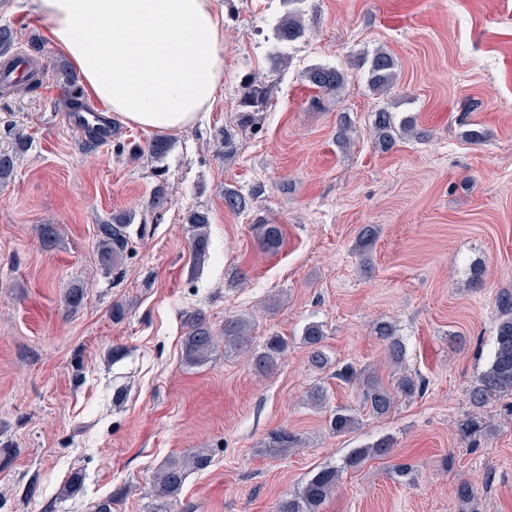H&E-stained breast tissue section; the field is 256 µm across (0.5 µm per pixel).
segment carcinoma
<instances>
[{
    "mask_svg": "<svg viewBox=\"0 0 512 512\" xmlns=\"http://www.w3.org/2000/svg\"><path fill=\"white\" fill-rule=\"evenodd\" d=\"M304 24L298 12H290L276 27V38L280 43H290L303 35ZM303 77L307 84L318 90L319 96L312 103L319 104L320 96L342 91L349 76L346 70L338 67L314 65L307 68ZM396 80L395 61L391 54L378 50L368 61L367 81L375 90L390 87ZM244 92L237 100V111L241 113L243 123L253 126L259 123L260 115L271 105L270 85L266 77L249 73L242 82ZM374 136L378 142L391 147L395 140L404 134L414 132L410 124L395 123L392 112L382 108L375 112L373 122ZM216 148L224 149L230 155L235 150L233 135L229 130H217L213 138ZM26 147L22 139L15 142V148L0 150V180L13 175L18 153ZM256 192L247 195L238 191L224 193V205L233 212H244L252 207ZM193 227L192 250L195 259L201 260L208 256L211 241L207 230L209 219L203 212H194L189 216ZM130 218L125 214L112 216L111 219L97 225V258L99 265L113 270L123 259L129 244ZM258 242L265 251L276 250L283 238V230L278 224L258 225ZM379 234V228L372 224H364L358 228L356 247L360 252L370 248ZM497 320L495 326V346L486 369L476 379L470 389L471 405L477 409L486 407L491 399L512 397V291H502L496 297ZM187 327L183 339V356L187 363L198 365L206 362L212 354L217 337L224 340V348L248 353V360L260 371H268L277 366L285 353L288 342L281 336H270L261 348L251 347V321L241 314L224 318V327L220 335H215L207 324L204 315L196 312L185 314ZM375 333L385 342L386 355L389 360L398 364L405 355V345L396 334L395 326L387 321H380L375 326ZM325 334L323 326L317 322L305 325L302 332L303 343L310 348L309 361L317 369L328 366L329 359L323 350ZM426 388L422 378L408 374L398 376L391 386H386L374 378H367L362 389V401L365 408L375 417H383L394 408L397 398L420 395ZM330 430L336 434L348 433L358 426V416L348 408L338 407L331 410L328 419ZM487 425L482 419L470 416L461 424L463 437L471 439L485 431ZM297 437L286 429H279L270 435L269 448L274 454H288L295 447ZM393 440L382 437L365 448H355L345 458L344 467L354 468L368 458H385L391 454ZM211 459L207 449H198L182 459H173L164 464L157 472L151 489L156 507L153 512H165L168 500L177 497L184 486L187 472L192 469L206 468ZM341 470L326 467L317 471L305 485L295 494L282 500L277 512H320V507L336 491Z\"/></svg>",
    "mask_w": 512,
    "mask_h": 512,
    "instance_id": "obj_1",
    "label": "carcinoma"
}]
</instances>
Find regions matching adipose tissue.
Here are the masks:
<instances>
[{
  "label": "adipose tissue",
  "mask_w": 512,
  "mask_h": 512,
  "mask_svg": "<svg viewBox=\"0 0 512 512\" xmlns=\"http://www.w3.org/2000/svg\"><path fill=\"white\" fill-rule=\"evenodd\" d=\"M89 93L122 121L174 131L224 82V16L214 0H33Z\"/></svg>",
  "instance_id": "1"
}]
</instances>
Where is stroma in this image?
Returning a JSON list of instances; mask_svg holds the SVG:
<instances>
[{
	"label": "stroma",
	"instance_id": "1",
	"mask_svg": "<svg viewBox=\"0 0 512 512\" xmlns=\"http://www.w3.org/2000/svg\"><path fill=\"white\" fill-rule=\"evenodd\" d=\"M224 22V88L200 122L171 132L162 158L129 157L153 132L113 121L95 149L67 125L65 82L45 71L31 93L0 91V149L26 136L13 176L0 182V512H94L115 492L113 512H152L155 471L209 449L207 469L188 472L168 512H276L318 470L352 449L391 437L390 457L343 469L321 512H512V416L497 401L476 410L468 393L494 345L495 299L512 290V0H234ZM299 9L302 38L289 63L268 73L267 43L282 16ZM17 31L15 52L39 48L63 60L30 0H0V25ZM382 49L397 79L373 91L354 71L341 95L313 107L309 66L349 68ZM267 73L272 105L239 149L215 155L216 130L233 126L240 81ZM389 108L416 133L383 148L374 113ZM347 120L351 141L336 139ZM482 131L481 143L470 130ZM170 201L150 204L156 186ZM262 191L252 207L224 206L228 189ZM208 214L211 248L195 261L191 212ZM132 217L119 274L103 271L98 224ZM281 225L269 253L256 223ZM60 240L44 247L39 228ZM381 233L363 269L352 250L361 225ZM85 288L82 308L63 296ZM121 303L122 315L112 313ZM204 314L213 331L246 313L252 340H288L276 370L216 346L194 366L182 358L184 315ZM325 332L332 366L350 362L391 382L394 367L377 322L395 324L403 369L426 391L398 399L390 414L362 411L357 384L315 370L305 324ZM121 357H113V348ZM323 386L328 407L359 411L362 426L332 433L307 393ZM491 427L477 443L460 434L471 414ZM285 428L299 446L271 454ZM407 466L408 477L393 475ZM81 474L80 491L62 495ZM473 502L458 500L460 482Z\"/></svg>",
	"mask_w": 512,
	"mask_h": 512
}]
</instances>
